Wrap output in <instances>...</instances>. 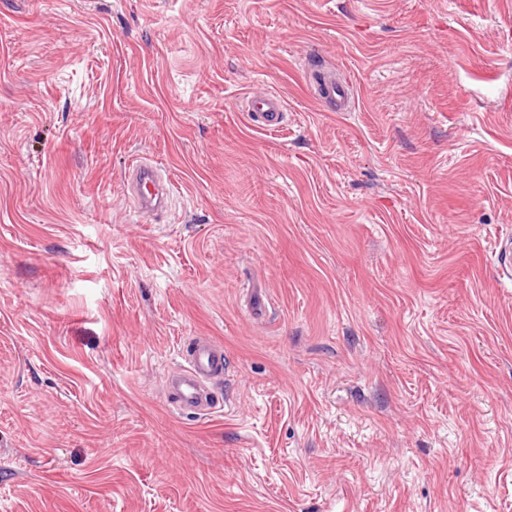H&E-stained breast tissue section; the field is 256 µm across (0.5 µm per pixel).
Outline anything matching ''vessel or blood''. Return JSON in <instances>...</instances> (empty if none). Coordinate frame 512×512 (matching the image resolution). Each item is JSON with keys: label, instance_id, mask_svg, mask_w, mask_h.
<instances>
[{"label": "vessel or blood", "instance_id": "vessel-or-blood-1", "mask_svg": "<svg viewBox=\"0 0 512 512\" xmlns=\"http://www.w3.org/2000/svg\"><path fill=\"white\" fill-rule=\"evenodd\" d=\"M316 81L320 100L334 111L349 110L351 92L348 86L337 82L335 74L318 71ZM246 110L254 125L269 131L278 129L285 115L282 98L271 92L249 96ZM127 191L140 212L155 215L164 211L171 185L155 165L140 162L127 173ZM226 370L222 346L203 336L190 339L180 348L176 365L163 379L162 390L168 405L176 413L197 416L221 408L223 400L217 390L223 385Z\"/></svg>", "mask_w": 512, "mask_h": 512}]
</instances>
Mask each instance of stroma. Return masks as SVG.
<instances>
[{
	"instance_id": "1",
	"label": "stroma",
	"mask_w": 512,
	"mask_h": 512,
	"mask_svg": "<svg viewBox=\"0 0 512 512\" xmlns=\"http://www.w3.org/2000/svg\"><path fill=\"white\" fill-rule=\"evenodd\" d=\"M507 238L512 0H0V512H512ZM324 69L317 71L316 74L320 100L327 103L336 112H347L351 101L349 87L341 82L336 83V74H327ZM246 112L254 125L272 131L282 125L285 105L278 94L263 92L248 97ZM127 191L140 212L157 215L165 210L171 185L155 165L138 162L127 173ZM179 360L162 382L168 405L176 413L204 416L222 407V385L227 371L224 348L204 336L190 339L179 350ZM220 389V398L217 389Z\"/></svg>"
}]
</instances>
